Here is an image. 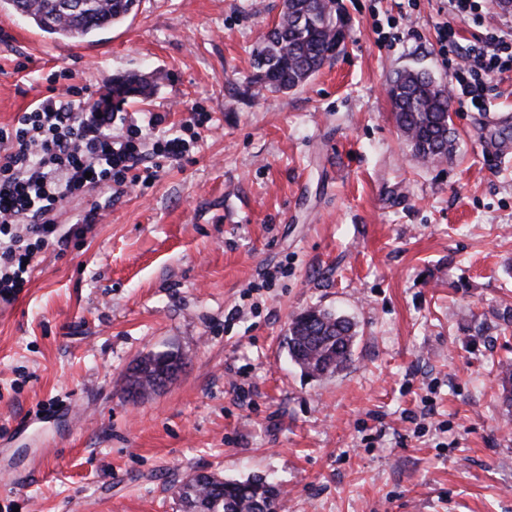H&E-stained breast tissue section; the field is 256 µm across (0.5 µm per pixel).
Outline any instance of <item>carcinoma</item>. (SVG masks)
I'll list each match as a JSON object with an SVG mask.
<instances>
[{
	"label": "carcinoma",
	"instance_id": "1",
	"mask_svg": "<svg viewBox=\"0 0 512 512\" xmlns=\"http://www.w3.org/2000/svg\"><path fill=\"white\" fill-rule=\"evenodd\" d=\"M63 0H0L42 32L56 38L85 40L123 22L136 12L139 0H83L77 13L62 12ZM344 40L336 0H285L284 11L253 53L256 83L263 91L287 92L302 85L339 52ZM150 84L128 76L112 80V105L145 97ZM388 95L396 126L413 156L423 163L448 157L452 99L445 87L422 70L405 69L389 79ZM354 324L330 311L310 308L288 326V356L312 377L334 374L351 360ZM180 363L172 352L149 354L128 376L129 394L138 399L160 388V366ZM504 402L512 409V365L499 374ZM185 512H278L280 490L262 477L224 480L213 474L187 475L177 487Z\"/></svg>",
	"mask_w": 512,
	"mask_h": 512
}]
</instances>
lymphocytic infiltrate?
<instances>
[{
  "mask_svg": "<svg viewBox=\"0 0 512 512\" xmlns=\"http://www.w3.org/2000/svg\"><path fill=\"white\" fill-rule=\"evenodd\" d=\"M448 12L482 28L481 35L464 45L446 23L437 31V43L458 103L483 109L492 79L512 72V23L504 17L489 23L488 0H448ZM166 122L162 112L125 117L108 103L90 107L85 88L69 84L0 126L1 303L26 288L38 251L64 246L99 222L103 206L96 201L74 223H58L56 211L63 200L102 185L120 198L131 170L185 156L188 140Z\"/></svg>",
  "mask_w": 512,
  "mask_h": 512,
  "instance_id": "1",
  "label": "lymphocytic infiltrate"
}]
</instances>
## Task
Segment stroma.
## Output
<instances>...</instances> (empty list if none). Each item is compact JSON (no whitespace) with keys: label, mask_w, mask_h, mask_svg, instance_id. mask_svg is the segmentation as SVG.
Listing matches in <instances>:
<instances>
[{"label":"stroma","mask_w":512,"mask_h":512,"mask_svg":"<svg viewBox=\"0 0 512 512\" xmlns=\"http://www.w3.org/2000/svg\"><path fill=\"white\" fill-rule=\"evenodd\" d=\"M282 5L140 0L85 43L0 8V125L63 68L95 98L151 76L124 109L175 130L209 116L0 303V512H183L194 472L268 477L278 512H512V153L495 150L512 73L484 110L453 108L455 152L424 164L386 84L406 67L448 84L443 0H337L341 53L271 94L252 53ZM312 307L357 325L342 372L287 356ZM163 351L182 371L132 400L128 375Z\"/></svg>","instance_id":"obj_1"}]
</instances>
